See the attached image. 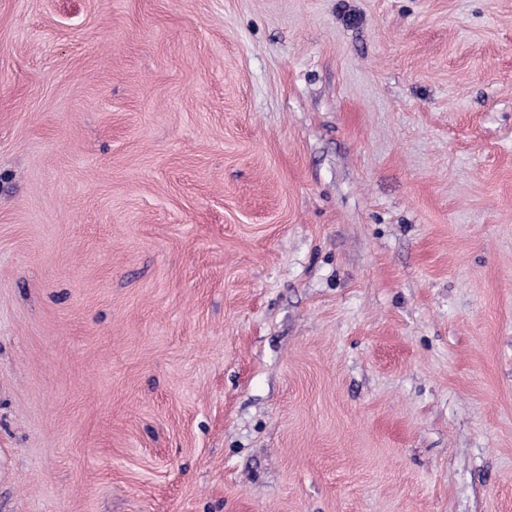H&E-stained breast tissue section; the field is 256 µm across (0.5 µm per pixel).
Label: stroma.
Here are the masks:
<instances>
[{
  "mask_svg": "<svg viewBox=\"0 0 512 512\" xmlns=\"http://www.w3.org/2000/svg\"><path fill=\"white\" fill-rule=\"evenodd\" d=\"M0 512H512V0H0Z\"/></svg>",
  "mask_w": 512,
  "mask_h": 512,
  "instance_id": "35a3bbf8",
  "label": "stroma"
}]
</instances>
